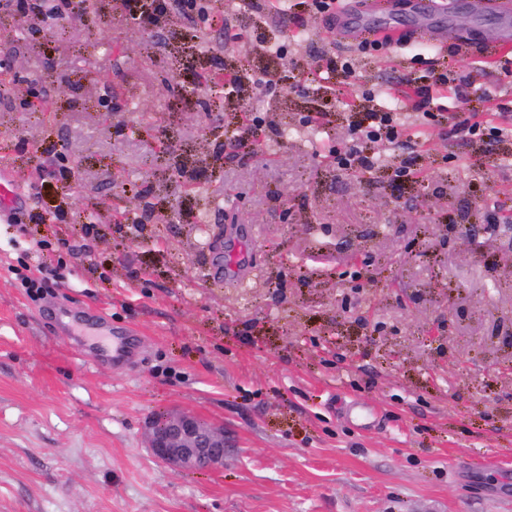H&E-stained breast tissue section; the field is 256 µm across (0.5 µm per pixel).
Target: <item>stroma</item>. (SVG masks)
Masks as SVG:
<instances>
[{
  "label": "stroma",
  "mask_w": 512,
  "mask_h": 512,
  "mask_svg": "<svg viewBox=\"0 0 512 512\" xmlns=\"http://www.w3.org/2000/svg\"><path fill=\"white\" fill-rule=\"evenodd\" d=\"M218 2L223 22L174 11L144 27L122 0H89L90 25L31 33L0 6L12 57L0 162L22 196L0 222V512H512V381L492 368L508 353L512 279L495 278L499 247L476 257L459 235L436 240L449 207L486 223L484 184L512 216V164L497 159L512 140L453 125L474 112L512 125L496 110L512 106V54L482 44L498 15L438 0L443 46L413 38L370 56L293 2ZM228 30L241 40L225 45ZM329 57L355 70L332 100L313 75ZM204 65L249 73L224 102L227 134L255 112L293 128L288 142L217 165L209 113L178 95ZM446 69L494 100L445 92L441 124L404 108L417 182L392 181L398 147L378 172L330 165L364 94L391 99ZM325 109L329 129L304 125ZM49 155L80 171L77 192L42 177ZM145 185L144 223L116 221ZM229 215L256 268L239 285L211 279L196 229ZM345 239L368 247L367 269L336 250ZM89 307L133 331L126 363L63 329L61 311ZM436 321L446 343L425 338ZM340 399L376 409L377 425L340 413ZM174 409L223 425V468L174 472L151 456L146 425Z\"/></svg>",
  "instance_id": "1"
}]
</instances>
